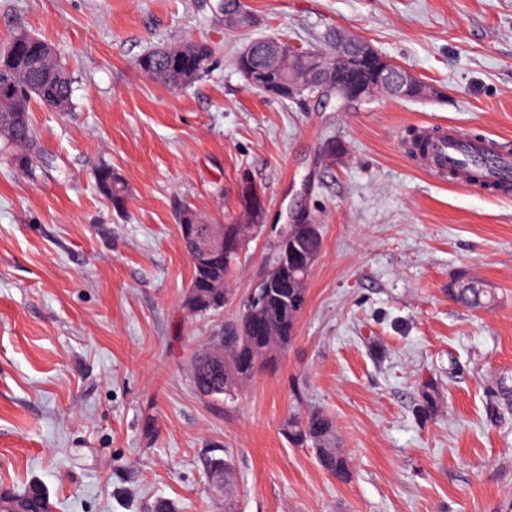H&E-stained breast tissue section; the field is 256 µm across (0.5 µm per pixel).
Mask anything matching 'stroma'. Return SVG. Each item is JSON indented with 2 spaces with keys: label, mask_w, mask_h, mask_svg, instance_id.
Here are the masks:
<instances>
[{
  "label": "stroma",
  "mask_w": 512,
  "mask_h": 512,
  "mask_svg": "<svg viewBox=\"0 0 512 512\" xmlns=\"http://www.w3.org/2000/svg\"><path fill=\"white\" fill-rule=\"evenodd\" d=\"M231 33L216 0H0V42L47 41L72 73L70 110L32 104L44 163L0 158V488L41 483L53 512H224L210 457L231 453L235 512H512V421L487 392L512 375V194L424 174L411 131L453 126L512 141V0H248ZM360 35L430 85L349 106L255 90L233 65L255 38L319 45ZM207 40L218 65L184 90L139 59ZM344 155L329 162L325 137ZM130 197L116 212L94 172ZM249 177L268 231L208 319L182 306L192 263L177 215L223 223ZM323 231L294 339L234 405L195 392L190 359L264 273L288 213ZM494 288L492 310L453 302V274ZM435 380L431 416L417 414ZM321 408L351 459L337 481L288 443V413ZM94 177L101 194L110 201L113 209L124 211L128 187L120 175L112 170V166L102 164L95 170Z\"/></svg>",
  "instance_id": "stroma-1"
}]
</instances>
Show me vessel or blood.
Segmentation results:
<instances>
[{"mask_svg": "<svg viewBox=\"0 0 512 512\" xmlns=\"http://www.w3.org/2000/svg\"><path fill=\"white\" fill-rule=\"evenodd\" d=\"M499 144L494 137L473 140L451 130L442 132L431 139L421 168L434 178L442 170H458L463 185L476 189L512 182V153L500 150Z\"/></svg>", "mask_w": 512, "mask_h": 512, "instance_id": "b4317fda", "label": "vessel or blood"}]
</instances>
